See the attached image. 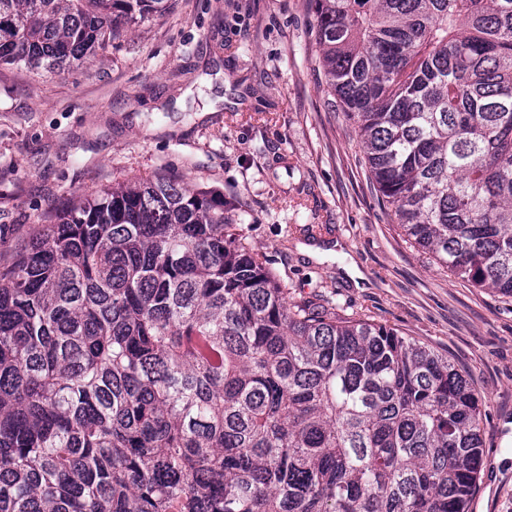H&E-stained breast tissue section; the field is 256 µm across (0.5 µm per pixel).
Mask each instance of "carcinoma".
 Returning a JSON list of instances; mask_svg holds the SVG:
<instances>
[{"instance_id": "1", "label": "carcinoma", "mask_w": 512, "mask_h": 512, "mask_svg": "<svg viewBox=\"0 0 512 512\" xmlns=\"http://www.w3.org/2000/svg\"><path fill=\"white\" fill-rule=\"evenodd\" d=\"M327 83L405 236L512 296V0H314ZM169 0H0L64 71ZM448 358L284 289L175 177L77 197L0 263V512H467Z\"/></svg>"}]
</instances>
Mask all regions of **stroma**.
I'll return each instance as SVG.
<instances>
[{
	"instance_id": "35a3bbf8",
	"label": "stroma",
	"mask_w": 512,
	"mask_h": 512,
	"mask_svg": "<svg viewBox=\"0 0 512 512\" xmlns=\"http://www.w3.org/2000/svg\"><path fill=\"white\" fill-rule=\"evenodd\" d=\"M313 0H170L83 67L0 66V236L20 246L77 195L175 176L282 287L448 356L482 400L469 512H512V297L474 287L390 218L318 63Z\"/></svg>"
}]
</instances>
